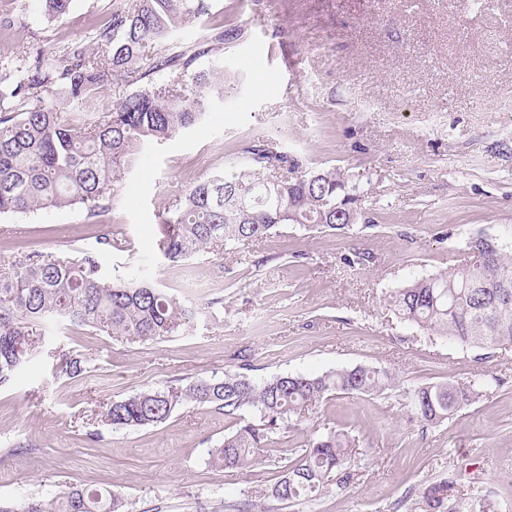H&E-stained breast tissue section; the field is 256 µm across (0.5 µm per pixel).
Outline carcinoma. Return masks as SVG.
<instances>
[{
	"label": "carcinoma",
	"instance_id": "1",
	"mask_svg": "<svg viewBox=\"0 0 512 512\" xmlns=\"http://www.w3.org/2000/svg\"><path fill=\"white\" fill-rule=\"evenodd\" d=\"M72 0H42L44 16L67 15ZM208 0H126L96 31L99 51L74 44L59 64L44 51L0 61V214L83 208L95 216L108 208L114 185L147 143L163 145L196 125L224 100L217 70L224 33L191 46L174 34L194 27ZM142 83L116 100L111 86ZM39 98L33 108L25 102ZM251 165L296 170L299 161L275 142L249 150ZM362 200L359 186L336 168L288 180L260 178L250 169L198 181L163 218L159 247L176 263L243 241L270 237L282 224L342 231L357 220L347 211ZM469 263L458 271L413 278L388 296L405 321L465 348L512 345V254L501 242L478 236L467 244ZM194 309L147 281L101 276L99 255L74 258L28 253L0 273V387L31 362L44 341L33 327L58 321L111 333L129 342H155L190 325ZM71 378L86 371L78 354H64ZM394 384L387 370L359 365L321 375L278 374L255 381L245 374L200 379L183 389H144L106 404L114 430L157 425L184 400L212 406L235 420V429L209 450L210 463L229 472L263 461L275 434L294 416L333 394L376 396ZM482 381L436 383L411 393L412 411L435 425L470 405ZM259 417L256 424L246 417ZM349 436L315 430L301 454L281 457L283 474L264 497L283 505L318 497L331 475L342 488L353 479L356 451ZM451 483L423 491L425 512H448ZM123 496L110 488L73 485L54 499L0 502V512H123Z\"/></svg>",
	"mask_w": 512,
	"mask_h": 512
}]
</instances>
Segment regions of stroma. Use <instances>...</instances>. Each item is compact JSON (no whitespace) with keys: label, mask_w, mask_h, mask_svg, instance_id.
<instances>
[{"label":"stroma","mask_w":512,"mask_h":512,"mask_svg":"<svg viewBox=\"0 0 512 512\" xmlns=\"http://www.w3.org/2000/svg\"><path fill=\"white\" fill-rule=\"evenodd\" d=\"M114 0H72L50 22L35 0H0V56L43 46L95 49L92 31ZM458 0H209L180 45L229 32L224 101L188 130L147 147L102 215L47 209L0 215V272L25 254L99 255L101 274L146 277L197 312L157 342L42 327L40 352L0 387V501L68 487L120 491L126 512H239L262 502L282 449L313 428L356 436L350 486L270 512H424L423 491L453 479L458 493L512 512V346L465 349L403 321L387 303L412 278L463 265L480 235L512 244V0H490L458 25ZM274 140L301 171L336 167L365 195V218L333 233L296 225L223 254L165 260L157 226L171 202L209 175L248 165ZM110 232L120 249L101 250ZM368 266H350V253ZM86 373L69 378L64 353ZM247 365L260 380L369 365L394 388L338 394L280 429L281 448L244 473L213 467L208 451L234 427L190 401L163 423L112 430L103 411L136 391L185 387ZM489 377L481 397L426 426L406 392Z\"/></svg>","instance_id":"stroma-1"}]
</instances>
